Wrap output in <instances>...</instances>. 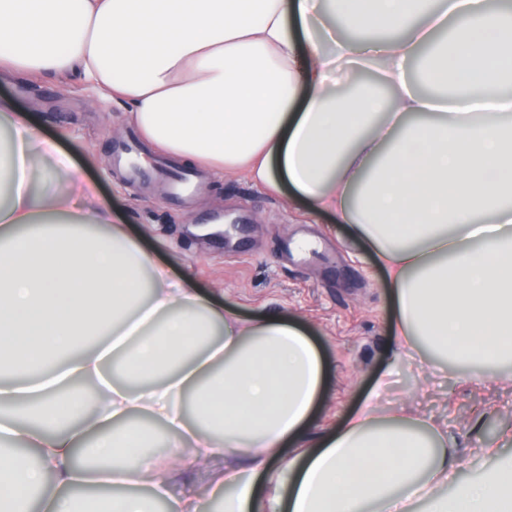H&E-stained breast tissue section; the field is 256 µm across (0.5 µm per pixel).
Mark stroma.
I'll return each instance as SVG.
<instances>
[{
  "label": "stroma",
  "mask_w": 512,
  "mask_h": 512,
  "mask_svg": "<svg viewBox=\"0 0 512 512\" xmlns=\"http://www.w3.org/2000/svg\"><path fill=\"white\" fill-rule=\"evenodd\" d=\"M0 97L32 115L131 233L175 276L239 316H284L316 341L325 390L310 435L336 428L380 374V403L434 421L462 464L512 432V381L483 388L453 366L392 362L390 294L382 266L330 213L255 185L197 171L148 144L125 112L80 76L0 81ZM200 172L195 195L168 193V171Z\"/></svg>",
  "instance_id": "1"
}]
</instances>
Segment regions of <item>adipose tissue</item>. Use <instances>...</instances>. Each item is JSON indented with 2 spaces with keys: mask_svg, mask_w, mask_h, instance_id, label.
Listing matches in <instances>:
<instances>
[{
  "mask_svg": "<svg viewBox=\"0 0 512 512\" xmlns=\"http://www.w3.org/2000/svg\"><path fill=\"white\" fill-rule=\"evenodd\" d=\"M378 27L396 36L367 54L344 35ZM346 63L378 84L339 91ZM1 72L80 75L168 154L335 214L386 272L397 361L512 370V0H0ZM2 132L0 512H156L157 424L191 463L250 457L175 512H512V457L481 449L456 477L447 434L380 409L384 375L306 444L324 387L306 328L174 279L6 102ZM60 175L68 193L36 190Z\"/></svg>",
  "mask_w": 512,
  "mask_h": 512,
  "instance_id": "adipose-tissue-1",
  "label": "adipose tissue"
}]
</instances>
